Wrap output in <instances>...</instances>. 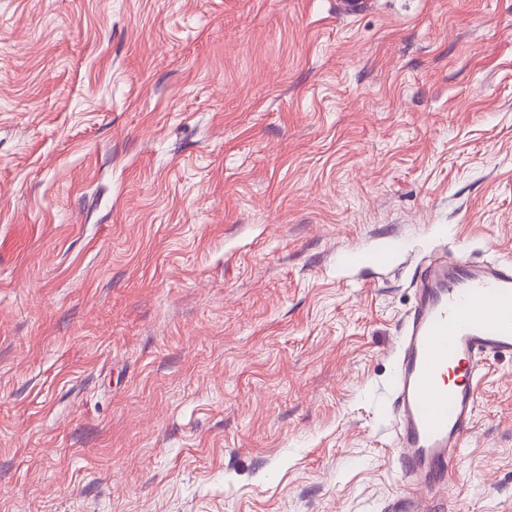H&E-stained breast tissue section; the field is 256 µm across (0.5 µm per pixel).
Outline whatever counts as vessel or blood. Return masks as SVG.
Returning <instances> with one entry per match:
<instances>
[{
	"label": "vessel or blood",
	"mask_w": 512,
	"mask_h": 512,
	"mask_svg": "<svg viewBox=\"0 0 512 512\" xmlns=\"http://www.w3.org/2000/svg\"><path fill=\"white\" fill-rule=\"evenodd\" d=\"M512 357V262L456 258L427 267L407 319L393 413L398 460L416 494L410 512L444 488L472 429L483 361Z\"/></svg>",
	"instance_id": "obj_1"
}]
</instances>
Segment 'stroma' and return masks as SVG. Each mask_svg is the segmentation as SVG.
<instances>
[{
  "instance_id": "stroma-1",
  "label": "stroma",
  "mask_w": 512,
  "mask_h": 512,
  "mask_svg": "<svg viewBox=\"0 0 512 512\" xmlns=\"http://www.w3.org/2000/svg\"><path fill=\"white\" fill-rule=\"evenodd\" d=\"M445 255L512 259V0H0V512H388ZM431 507L512 512L511 358Z\"/></svg>"
}]
</instances>
